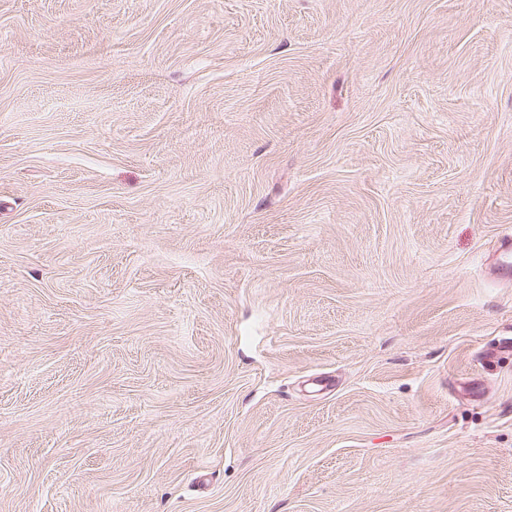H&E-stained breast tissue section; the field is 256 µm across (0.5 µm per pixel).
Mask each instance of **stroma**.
<instances>
[{
  "mask_svg": "<svg viewBox=\"0 0 512 512\" xmlns=\"http://www.w3.org/2000/svg\"><path fill=\"white\" fill-rule=\"evenodd\" d=\"M509 234L512 0H0V512H512Z\"/></svg>",
  "mask_w": 512,
  "mask_h": 512,
  "instance_id": "obj_1",
  "label": "stroma"
}]
</instances>
